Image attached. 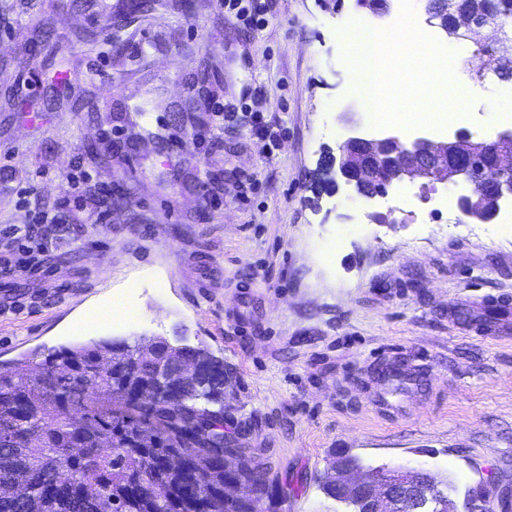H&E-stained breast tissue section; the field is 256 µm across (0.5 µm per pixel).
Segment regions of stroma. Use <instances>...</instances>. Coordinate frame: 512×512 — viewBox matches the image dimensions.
<instances>
[{"label": "stroma", "mask_w": 512, "mask_h": 512, "mask_svg": "<svg viewBox=\"0 0 512 512\" xmlns=\"http://www.w3.org/2000/svg\"><path fill=\"white\" fill-rule=\"evenodd\" d=\"M68 2L0 0V263L21 267L0 277V365L180 336L233 370L224 406L255 423L239 445L276 479V512H345L321 486L337 448L448 476L458 502L483 485L502 512L512 211L463 220L462 183H399L397 209L320 185L325 153L349 125H371L343 60L344 29L367 12L243 0L267 20L256 27L219 0H167L138 20L126 0ZM84 28L95 39L75 42ZM57 46L72 88L47 112ZM462 73L477 95L461 127L477 141L512 128L496 96L505 81L467 61ZM43 208L59 220L40 223ZM119 293L125 317L87 321ZM392 365L416 384L388 394L380 372Z\"/></svg>", "instance_id": "35a3bbf8"}]
</instances>
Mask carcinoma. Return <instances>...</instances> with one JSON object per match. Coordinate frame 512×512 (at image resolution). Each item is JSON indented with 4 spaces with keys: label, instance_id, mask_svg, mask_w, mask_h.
I'll return each instance as SVG.
<instances>
[{
    "label": "carcinoma",
    "instance_id": "obj_1",
    "mask_svg": "<svg viewBox=\"0 0 512 512\" xmlns=\"http://www.w3.org/2000/svg\"><path fill=\"white\" fill-rule=\"evenodd\" d=\"M230 376L200 347L154 339L0 370V512H264L273 485L235 447L253 422L224 411ZM238 479L254 500L224 492Z\"/></svg>",
    "mask_w": 512,
    "mask_h": 512
}]
</instances>
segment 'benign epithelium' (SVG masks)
<instances>
[{
	"mask_svg": "<svg viewBox=\"0 0 512 512\" xmlns=\"http://www.w3.org/2000/svg\"><path fill=\"white\" fill-rule=\"evenodd\" d=\"M394 0H356L371 16L390 14ZM426 23L457 40L473 37L495 23L496 0H423ZM337 175L367 199L384 197L393 184L427 178L430 182L465 183L470 191L457 198L458 210L479 223H490L506 202L512 203V128L489 141L474 142L460 128L451 138L416 136L403 142L393 134L368 137L353 128L337 144ZM357 461L343 457L331 471L336 476L339 500L364 501L369 512H471L467 503L457 507L443 494L430 500L427 488L441 483L425 469L368 468L356 481L347 479Z\"/></svg>",
	"mask_w": 512,
	"mask_h": 512,
	"instance_id": "benign-epithelium-1",
	"label": "benign epithelium"
}]
</instances>
